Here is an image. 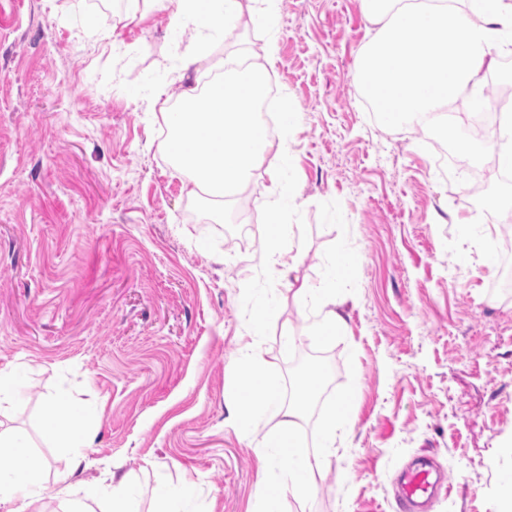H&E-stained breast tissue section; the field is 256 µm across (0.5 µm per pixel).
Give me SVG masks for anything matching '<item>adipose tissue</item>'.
Here are the masks:
<instances>
[{
  "label": "adipose tissue",
  "instance_id": "adipose-tissue-1",
  "mask_svg": "<svg viewBox=\"0 0 512 512\" xmlns=\"http://www.w3.org/2000/svg\"><path fill=\"white\" fill-rule=\"evenodd\" d=\"M168 1L174 6L171 29L175 32L190 22L217 31L251 25L265 30L257 66L263 73L274 70L279 52V0H128L135 14ZM363 3L377 32L354 77L364 86L379 87L373 102L385 125L433 128L436 113L463 91L473 95L476 105H483L486 70L497 55L512 54V0H469L465 12L449 7L448 0H411L402 7L395 0ZM259 90L254 75L229 72L206 91L186 87L181 110H163L161 117L170 133L163 149L184 173L188 195H197L202 188L221 196L239 192L252 183L254 171L273 154L278 164L269 171L261 193L272 210L291 203L284 169L291 161L296 114L282 107L279 138L268 140L247 108ZM352 264V254L346 246H339L325 268L322 287L303 284L295 291L303 309L316 314L314 333L319 338L347 331L340 285ZM245 352L250 361L247 381L224 387V400L232 406L229 419L241 424L239 411L250 405L278 417L276 437L258 448L260 469L271 474L263 483V493L276 498L287 490L306 492L315 473L335 457L336 434L350 428L351 410L348 404L336 405L321 432L319 452L304 453L295 442L301 418L299 400L283 399L270 377L272 364L262 353L250 346ZM92 412V406L68 401L50 405L43 415L46 435H64L63 449L75 470L83 462L80 448L90 442L84 421ZM0 447L14 449L17 459L13 468L0 467V512H46L33 488L34 466L26 452L25 435L1 430Z\"/></svg>",
  "mask_w": 512,
  "mask_h": 512
}]
</instances>
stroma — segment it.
<instances>
[{
    "label": "stroma",
    "instance_id": "1",
    "mask_svg": "<svg viewBox=\"0 0 512 512\" xmlns=\"http://www.w3.org/2000/svg\"><path fill=\"white\" fill-rule=\"evenodd\" d=\"M169 15L132 19L124 0H0V368L19 372L0 427L27 433L37 493L54 508L62 484L86 498L122 480L142 512H157V487L182 484L199 512H400L396 476L432 454L450 489L431 512H499L498 475L512 468V285L503 264L479 262L485 239L512 237L491 217L512 180L476 204L481 174L466 156L441 176L421 132L395 135L367 112L354 72L375 31L361 0H280L273 78L298 127L295 201L278 219L303 245L289 279L263 249L260 193L228 212L187 196L149 113L152 82L170 80L177 98L260 35L173 36ZM190 54L205 65L174 80ZM457 215L485 239L462 237ZM342 244L354 257L348 332L324 342L294 292L321 287ZM258 293L279 319L257 325ZM248 342L282 386L296 350L330 353L331 391L298 430L307 452L330 406L353 399V425L311 493L258 492L255 447L277 422L250 415L241 436L224 401ZM68 398L104 407L85 422L75 473L41 426Z\"/></svg>",
    "mask_w": 512,
    "mask_h": 512
}]
</instances>
